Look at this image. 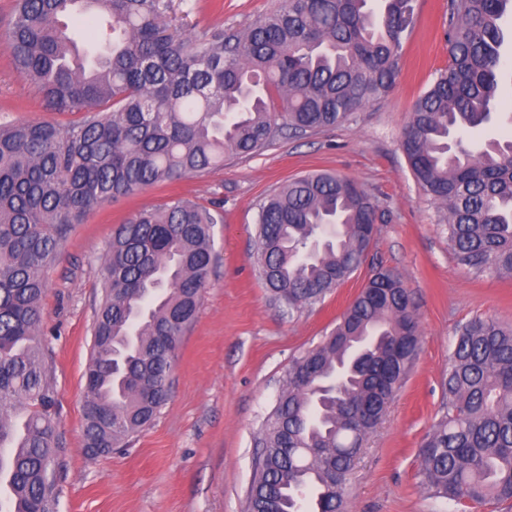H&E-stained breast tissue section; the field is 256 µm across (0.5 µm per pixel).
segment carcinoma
Returning a JSON list of instances; mask_svg holds the SVG:
<instances>
[{"instance_id":"obj_1","label":"carcinoma","mask_w":512,"mask_h":512,"mask_svg":"<svg viewBox=\"0 0 512 512\" xmlns=\"http://www.w3.org/2000/svg\"><path fill=\"white\" fill-rule=\"evenodd\" d=\"M417 0H288L224 34L172 27L173 0H14L0 47L64 124L0 126V512H55L56 392L42 339L46 272L72 224L160 182L215 173L276 138L331 127L385 99ZM512 0H448V67L403 134L409 168L439 202L456 263L512 275V136L452 137L491 121ZM96 41L79 53L63 19ZM375 204L353 179L310 173L259 204L254 261L288 313L319 303L365 262ZM218 212L177 200L112 235L85 373V452L107 456L166 405L183 336L216 253ZM413 300L379 268L321 342L295 357L269 413L244 512H346L362 443L420 349ZM445 413L422 448V485L450 502L512 499V329L461 325Z\"/></svg>"}]
</instances>
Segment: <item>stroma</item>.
Listing matches in <instances>:
<instances>
[{"mask_svg": "<svg viewBox=\"0 0 512 512\" xmlns=\"http://www.w3.org/2000/svg\"><path fill=\"white\" fill-rule=\"evenodd\" d=\"M288 0H195L183 29L233 32ZM401 71L389 97L348 121L305 136H283L262 154L223 170L190 175L107 202L72 225L47 273L43 345L57 393L59 497L56 512H243L258 450L255 436L274 407L293 357L317 345L376 268L400 274L417 309L421 348L386 416L349 475L347 512H512V501L455 504L421 484V448L444 413L442 383L460 325L475 316L512 325V276H474L459 267L440 205L409 169L402 133L416 99L448 63V0H419ZM492 121L462 134L465 147L512 135V43L502 47ZM48 119L38 87L0 49V125ZM315 171L355 180L381 221L369 257L324 299L293 315L268 299L254 265L260 201L284 182ZM175 198L223 212L214 227L217 260L197 317L185 333L169 400L127 447L85 455V371L102 297L103 256L115 229Z\"/></svg>", "mask_w": 512, "mask_h": 512, "instance_id": "obj_1", "label": "stroma"}]
</instances>
